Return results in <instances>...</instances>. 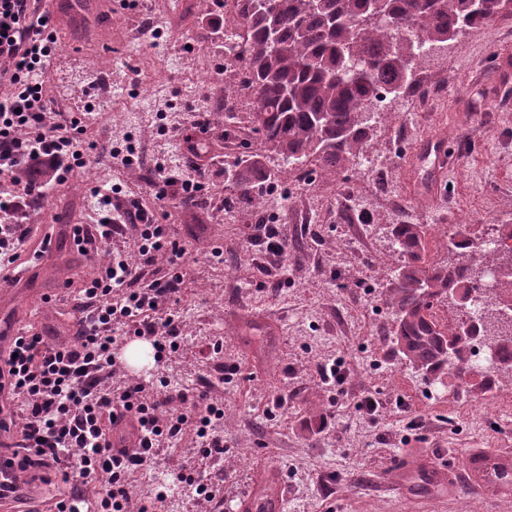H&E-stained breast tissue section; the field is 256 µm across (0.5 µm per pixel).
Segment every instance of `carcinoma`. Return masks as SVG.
Returning a JSON list of instances; mask_svg holds the SVG:
<instances>
[{
	"instance_id": "obj_1",
	"label": "carcinoma",
	"mask_w": 512,
	"mask_h": 512,
	"mask_svg": "<svg viewBox=\"0 0 512 512\" xmlns=\"http://www.w3.org/2000/svg\"><path fill=\"white\" fill-rule=\"evenodd\" d=\"M240 28L243 77L226 91L245 92L264 151L288 167L311 162L326 177L364 152L374 128L385 119L380 103L413 87L425 57L464 33L500 15L504 0H275L274 10L260 0H234ZM269 177L258 155H249L228 172L236 203L259 208V184ZM401 255L388 305L394 319L389 341L400 359L423 377L444 373L457 384L473 371L465 347H453L460 322L449 324L439 304L454 301L461 268L478 272L491 264L512 265V250L481 247L479 261L469 260L471 239L445 244L454 257L444 263L428 259L422 224L391 229ZM496 378L483 379L482 390L512 380V332L493 340Z\"/></svg>"
}]
</instances>
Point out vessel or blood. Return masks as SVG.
<instances>
[{
    "mask_svg": "<svg viewBox=\"0 0 512 512\" xmlns=\"http://www.w3.org/2000/svg\"><path fill=\"white\" fill-rule=\"evenodd\" d=\"M434 155L432 188H439L442 176L450 160L444 138H436L430 144ZM57 242L48 237L42 240L38 251L29 252L25 263L13 271L9 280L0 283V350L10 346L16 324L11 312L13 301L23 288L31 286L36 276L45 274L47 262L55 252ZM22 453L13 448L0 449V512H15L16 504L32 502L36 488L21 468ZM466 493L478 496L490 489H498L512 483V456L498 453L476 452L469 454L465 463ZM288 498V486L278 476L275 467L266 470L251 486L250 492L240 497L237 512H283Z\"/></svg>",
    "mask_w": 512,
    "mask_h": 512,
    "instance_id": "b4317fda",
    "label": "vessel or blood"
}]
</instances>
